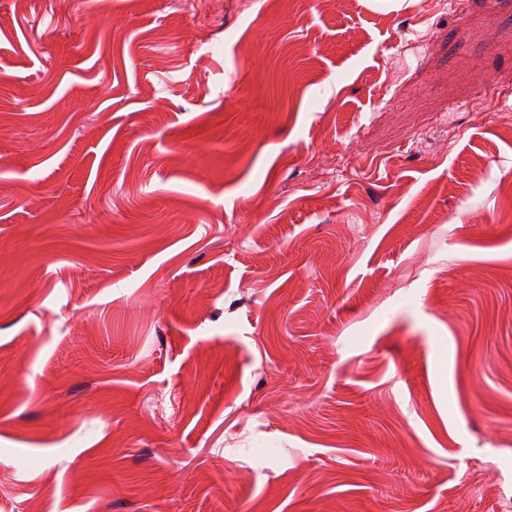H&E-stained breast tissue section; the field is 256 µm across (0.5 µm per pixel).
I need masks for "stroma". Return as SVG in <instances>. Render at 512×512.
Listing matches in <instances>:
<instances>
[{
	"mask_svg": "<svg viewBox=\"0 0 512 512\" xmlns=\"http://www.w3.org/2000/svg\"><path fill=\"white\" fill-rule=\"evenodd\" d=\"M512 0H0V512H512Z\"/></svg>",
	"mask_w": 512,
	"mask_h": 512,
	"instance_id": "stroma-1",
	"label": "stroma"
}]
</instances>
